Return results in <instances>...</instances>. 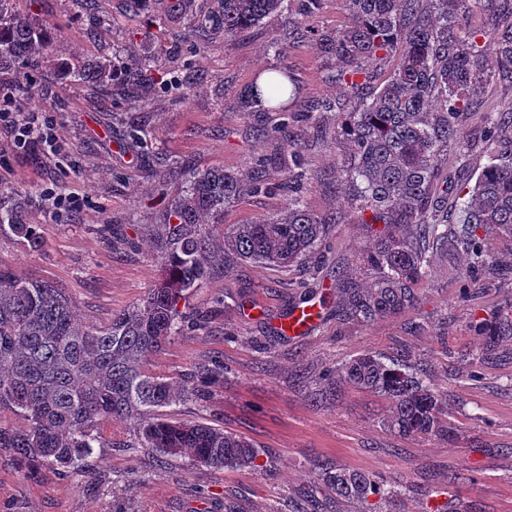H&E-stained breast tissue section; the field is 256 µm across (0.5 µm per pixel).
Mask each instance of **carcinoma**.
I'll use <instances>...</instances> for the list:
<instances>
[{
	"label": "carcinoma",
	"mask_w": 512,
	"mask_h": 512,
	"mask_svg": "<svg viewBox=\"0 0 512 512\" xmlns=\"http://www.w3.org/2000/svg\"><path fill=\"white\" fill-rule=\"evenodd\" d=\"M123 0L125 10L144 14L161 6L166 20L188 37L231 39L258 28L288 0ZM471 0H341L349 25L336 31L307 30L319 52L336 60L332 79L358 98L349 112L325 99L317 112H340L336 137L349 142L343 160V190L351 211L315 212L296 194L276 216L224 231V251L242 261L301 265L322 245L332 224H364L371 242L362 261L367 281L339 285V312L361 324L417 305V285L428 278L433 257L453 247L467 267L493 280L494 260L485 237L512 240V154L497 156L468 189L451 173L444 151L470 148L462 135L468 117L484 113L477 131L486 141L503 132L502 113L489 112L484 94L491 67L512 79V24L485 27L467 22ZM495 16H512V0H479ZM51 28L0 0V73L30 90L51 42ZM65 85H82L102 99L116 95L145 109L164 83L148 56L129 64L118 52L86 63L54 60ZM251 103L281 120L261 136L288 137V117L305 112L287 63L270 71L267 91L250 90ZM162 182L181 181L176 197L160 211L153 229L162 278L138 304L112 316L104 327L77 318L73 302L47 281L0 266V410L25 421L21 429L0 426V448L18 467L48 465L77 473L98 442L101 421L137 422L142 448L162 456H187L210 468L260 469V452L224 429L172 420L162 414L183 399L207 398L224 382V365L199 364L181 383L148 372L146 364L169 337L188 325L180 309L206 278L213 258L210 225L245 193L270 190L259 174L238 176L221 168L187 171L176 162L149 166ZM7 229L32 249L42 245L37 225L20 222L18 208L0 212ZM484 349L512 336V321L479 325ZM356 388L389 402L383 426L408 437H450L442 403L414 368L365 353L336 370ZM347 501L385 500L394 487L344 467L319 474Z\"/></svg>",
	"instance_id": "cac0c4a2"
}]
</instances>
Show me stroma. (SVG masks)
<instances>
[{
	"label": "stroma",
	"instance_id": "1",
	"mask_svg": "<svg viewBox=\"0 0 512 512\" xmlns=\"http://www.w3.org/2000/svg\"><path fill=\"white\" fill-rule=\"evenodd\" d=\"M119 4L99 0L100 14L112 15L115 23L95 28L91 37L89 19L76 18L70 0H19L20 9L55 29L49 58H88L105 42L129 60L151 54L179 79L189 71L203 74V83H179L148 106L152 155L238 175L261 160L275 182L281 157L296 147L308 173L301 191L309 207L326 212L343 206L340 164L349 145L334 134L336 113L292 123L286 141L256 133L275 124L278 113L241 107L252 83L283 61L303 100L344 97V88L328 78L334 60L322 57L309 38L286 35L297 0H288L287 12L265 18L254 32L211 43L177 41L163 15L148 23L122 14ZM277 45L284 56L275 55ZM25 103L56 115L70 149L52 159L33 149L1 160L10 174L0 181V207L20 206L22 223L38 225L44 245L32 250L0 232V266L65 288L81 321L108 325L159 280L148 232L177 187L149 178L140 149L128 138L137 113L126 105L101 106L47 73L37 77ZM492 150L512 152V134L503 133L489 149L463 156L449 151L448 166L474 183ZM48 186L83 195V212L49 213L40 198ZM285 202L280 192L241 195L215 225L214 247L222 248L226 226L273 217ZM368 236L361 224L334 225L311 275L296 267L214 262L186 303L187 310L203 312L205 327L172 337L150 359L153 374L174 381L203 359L222 360L223 384L208 399H188L169 415L252 442L262 469L213 470L186 457L171 460L138 447L135 420L109 419L98 427L101 446L86 474L61 477L45 467L29 474L0 448V512H112L116 497L130 512H224L228 502L236 512H512V339L487 356L476 330L494 318H512V243L487 242L503 268L495 284L474 278L458 253H440L431 277L419 286L416 309L363 326L339 314L335 284L339 276L355 274ZM314 295L326 301L318 326L300 338L278 336L274 319L300 297ZM368 351L422 369L442 401L453 438L387 431L381 424L387 400L343 382L331 396L315 400L325 370ZM322 464L373 474L403 492L389 503L336 501L318 480ZM452 470L461 475L454 486L448 483ZM131 476L132 486L126 483Z\"/></svg>",
	"mask_w": 512,
	"mask_h": 512
}]
</instances>
